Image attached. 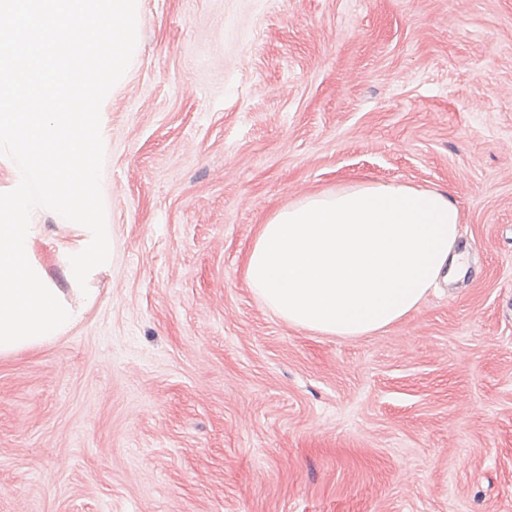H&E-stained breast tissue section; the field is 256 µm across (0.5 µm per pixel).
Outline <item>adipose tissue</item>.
Instances as JSON below:
<instances>
[{
    "instance_id": "adipose-tissue-1",
    "label": "adipose tissue",
    "mask_w": 512,
    "mask_h": 512,
    "mask_svg": "<svg viewBox=\"0 0 512 512\" xmlns=\"http://www.w3.org/2000/svg\"><path fill=\"white\" fill-rule=\"evenodd\" d=\"M460 212L447 192L358 183L275 211L245 257L248 286L291 325L366 336L416 310L451 273Z\"/></svg>"
}]
</instances>
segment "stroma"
I'll list each match as a JSON object with an SVG mask.
<instances>
[{"label":"stroma","instance_id":"stroma-1","mask_svg":"<svg viewBox=\"0 0 512 512\" xmlns=\"http://www.w3.org/2000/svg\"><path fill=\"white\" fill-rule=\"evenodd\" d=\"M104 112L114 260L0 357V512H512V0H142ZM362 180L448 192L468 268L291 326L243 255Z\"/></svg>","mask_w":512,"mask_h":512}]
</instances>
